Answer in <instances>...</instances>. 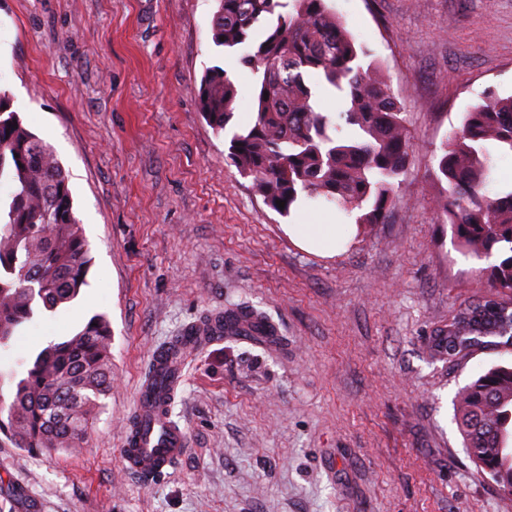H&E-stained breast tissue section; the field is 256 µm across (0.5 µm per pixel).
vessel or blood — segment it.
<instances>
[{
	"instance_id": "vessel-or-blood-1",
	"label": "vessel or blood",
	"mask_w": 512,
	"mask_h": 512,
	"mask_svg": "<svg viewBox=\"0 0 512 512\" xmlns=\"http://www.w3.org/2000/svg\"><path fill=\"white\" fill-rule=\"evenodd\" d=\"M200 333L211 341L226 336L251 339L264 335L265 328L250 316L243 315L231 322L214 315L210 320L201 322ZM137 416V428L127 431L123 440V459L135 473L147 476L162 474L186 453L187 436L170 421L168 414L156 405L144 387L137 395Z\"/></svg>"
}]
</instances>
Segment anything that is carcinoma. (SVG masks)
<instances>
[{
  "label": "carcinoma",
  "mask_w": 512,
  "mask_h": 512,
  "mask_svg": "<svg viewBox=\"0 0 512 512\" xmlns=\"http://www.w3.org/2000/svg\"><path fill=\"white\" fill-rule=\"evenodd\" d=\"M212 39L242 51L257 75L252 121L233 125L238 89L223 68L201 80L202 111L216 132L231 131L229 159L282 216L309 201L335 206L357 224H382L398 199L409 156L403 107L390 82L329 0H215ZM338 91L345 109L321 112L316 98ZM434 210L461 253L481 268L492 298L460 309L433 337L434 356L512 346V181L494 178L512 154V96L493 90L442 142ZM0 348L34 316L72 302L87 286L90 244L74 210L68 176L53 149L32 133L0 89ZM285 201L279 208L277 201ZM111 329L104 316L42 349L13 387L0 392V435L18 448L77 452L88 421L112 389ZM456 420L469 455L485 473L512 478V362L492 365L458 392Z\"/></svg>",
  "instance_id": "cac0c4a2"
}]
</instances>
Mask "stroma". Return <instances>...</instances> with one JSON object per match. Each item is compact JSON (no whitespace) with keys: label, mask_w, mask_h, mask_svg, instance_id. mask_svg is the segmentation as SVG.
I'll return each instance as SVG.
<instances>
[{"label":"stroma","mask_w":512,"mask_h":512,"mask_svg":"<svg viewBox=\"0 0 512 512\" xmlns=\"http://www.w3.org/2000/svg\"><path fill=\"white\" fill-rule=\"evenodd\" d=\"M404 105L410 156L385 223L330 255L289 224H337L330 206L284 217L228 158L199 100L220 66L254 110L256 76L212 41L214 0H0V88L69 175L93 265L79 297L36 312L0 370L101 314L112 389L78 455L0 444V512H512L473 463L457 392L512 346L448 363L431 341L489 296L433 209L437 148L484 90L512 94V0H330ZM282 345L227 336L185 359L169 408L188 437L164 475L120 449L152 355L237 305Z\"/></svg>","instance_id":"35a3bbf8"}]
</instances>
